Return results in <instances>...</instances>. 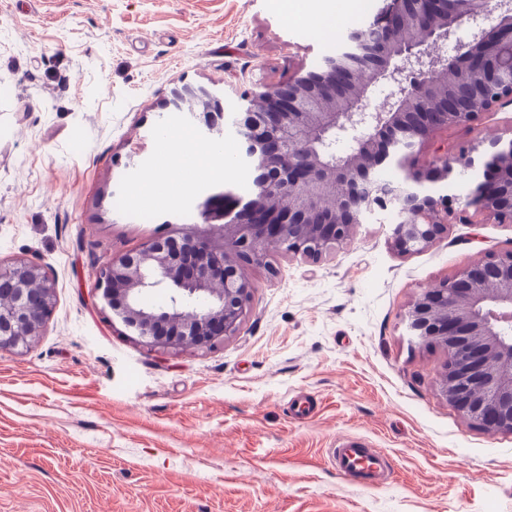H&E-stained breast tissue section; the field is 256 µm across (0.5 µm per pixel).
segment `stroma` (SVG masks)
<instances>
[{
	"label": "stroma",
	"instance_id": "stroma-1",
	"mask_svg": "<svg viewBox=\"0 0 512 512\" xmlns=\"http://www.w3.org/2000/svg\"><path fill=\"white\" fill-rule=\"evenodd\" d=\"M384 0L332 32L283 0H0V262L39 258L55 304L0 350V512H512V433L471 424L436 385L446 351L409 335L425 289L512 248V225L452 224L401 254L369 220L321 260L271 248L250 310L210 348L148 349L98 289L112 256L193 230L220 238L223 179L142 211L163 190L173 89L243 91L316 69ZM390 458L360 485L327 462L339 435Z\"/></svg>",
	"mask_w": 512,
	"mask_h": 512
}]
</instances>
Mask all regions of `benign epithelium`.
Instances as JSON below:
<instances>
[{
    "label": "benign epithelium",
    "mask_w": 512,
    "mask_h": 512,
    "mask_svg": "<svg viewBox=\"0 0 512 512\" xmlns=\"http://www.w3.org/2000/svg\"><path fill=\"white\" fill-rule=\"evenodd\" d=\"M473 30L474 44L448 64V41ZM454 73L452 82L435 74ZM512 0H387L385 11L348 38L316 71L240 94L233 122L243 159L254 166L252 197L224 211V236L193 231L112 256L98 287L113 315L151 348L184 350L233 336L249 312L253 282L243 265L266 262L271 243L317 261L346 243L370 216L394 212L391 239L403 254L429 248L450 224H512V138L500 134L444 148L423 169L419 153L448 127L470 129L512 103ZM385 84L380 105L369 88ZM477 97L484 110L472 108ZM224 139L220 96L185 85L161 104ZM346 141L340 158L327 148ZM482 153V179L463 200L450 193L458 164ZM394 168L382 181L377 169ZM281 203L271 206L269 200ZM55 284L39 261L0 263V350L26 347L54 304ZM169 290L159 307L145 303ZM407 328L448 354L440 393L466 419L512 432V249L487 252L426 289L408 308Z\"/></svg>",
    "instance_id": "benign-epithelium-1"
}]
</instances>
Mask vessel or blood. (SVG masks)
Here are the masks:
<instances>
[{"mask_svg":"<svg viewBox=\"0 0 512 512\" xmlns=\"http://www.w3.org/2000/svg\"><path fill=\"white\" fill-rule=\"evenodd\" d=\"M327 461L341 475L372 485L383 483L390 471L389 461L381 449L356 436L337 437L328 450Z\"/></svg>","mask_w":512,"mask_h":512,"instance_id":"vessel-or-blood-1","label":"vessel or blood"}]
</instances>
